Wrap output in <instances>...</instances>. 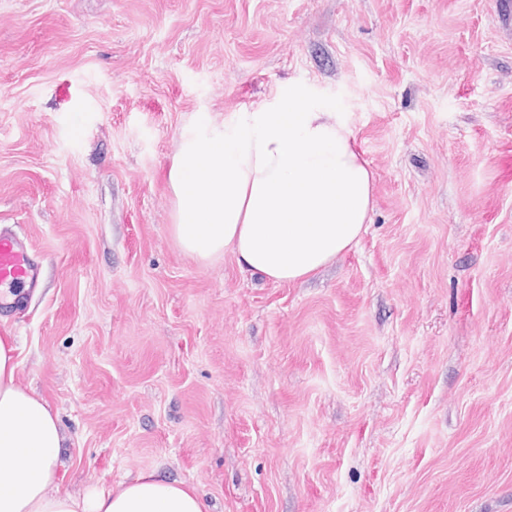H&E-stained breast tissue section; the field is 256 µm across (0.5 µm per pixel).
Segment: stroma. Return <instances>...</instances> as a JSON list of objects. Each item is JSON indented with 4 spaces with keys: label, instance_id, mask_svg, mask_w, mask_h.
Listing matches in <instances>:
<instances>
[{
    "label": "stroma",
    "instance_id": "obj_1",
    "mask_svg": "<svg viewBox=\"0 0 512 512\" xmlns=\"http://www.w3.org/2000/svg\"><path fill=\"white\" fill-rule=\"evenodd\" d=\"M306 88L372 173L359 243L295 283L173 231L169 170ZM0 315L58 486L142 472L206 512H512V0H0ZM37 281V267L27 245L12 235L0 234V307L10 305V296H18L21 290L35 288Z\"/></svg>",
    "mask_w": 512,
    "mask_h": 512
}]
</instances>
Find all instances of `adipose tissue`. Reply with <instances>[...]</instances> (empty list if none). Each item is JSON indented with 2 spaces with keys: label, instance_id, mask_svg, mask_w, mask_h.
Instances as JSON below:
<instances>
[{
  "label": "adipose tissue",
  "instance_id": "obj_1",
  "mask_svg": "<svg viewBox=\"0 0 512 512\" xmlns=\"http://www.w3.org/2000/svg\"><path fill=\"white\" fill-rule=\"evenodd\" d=\"M174 232L202 259L231 249L273 282H294L356 244L371 220L372 174L339 113L295 91L223 123L198 117L169 171ZM0 334V512H205L195 488L150 473L81 497L60 492L64 437L18 382Z\"/></svg>",
  "mask_w": 512,
  "mask_h": 512
}]
</instances>
